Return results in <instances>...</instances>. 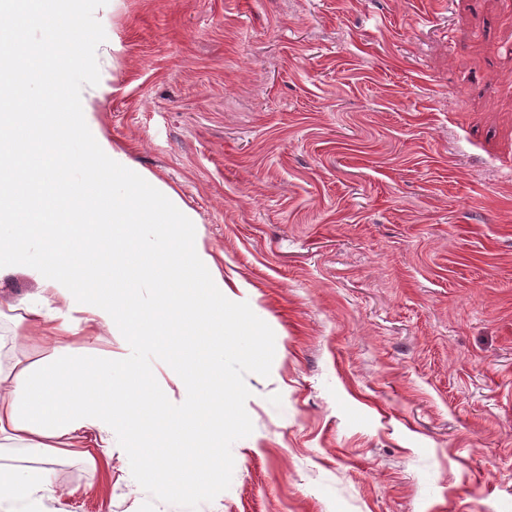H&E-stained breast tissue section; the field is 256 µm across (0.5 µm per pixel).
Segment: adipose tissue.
<instances>
[{
	"label": "adipose tissue",
	"instance_id": "1",
	"mask_svg": "<svg viewBox=\"0 0 512 512\" xmlns=\"http://www.w3.org/2000/svg\"><path fill=\"white\" fill-rule=\"evenodd\" d=\"M0 7L28 19L53 22L57 93L64 121L28 112L0 114L14 158L0 172V281L28 275L45 306L6 302L24 309L37 342L51 344L53 359L34 366L0 363V449L35 448L43 468L18 474L0 467V512H32L52 489L49 463L65 448L112 454V429L121 425L124 449L139 469L167 492L191 497L217 474L223 440L210 409L223 389L219 351H211L210 379L183 375L195 392L178 413L157 403L140 369L114 364L111 356L71 358L79 333L124 336L142 342L156 336H220L223 321L211 311L224 305V283L213 257L191 244L194 218L162 185L136 172L125 152L103 135L86 106L82 68L96 40L78 0H9ZM108 173L96 208L66 174ZM125 271L128 287H104L97 275L103 257ZM153 283L159 293L143 305L135 287Z\"/></svg>",
	"mask_w": 512,
	"mask_h": 512
}]
</instances>
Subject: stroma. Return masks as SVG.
<instances>
[{
  "mask_svg": "<svg viewBox=\"0 0 512 512\" xmlns=\"http://www.w3.org/2000/svg\"><path fill=\"white\" fill-rule=\"evenodd\" d=\"M92 118L224 282L217 475L59 455L40 512H512V0H83ZM0 35L15 66L38 22ZM0 316V360L50 346ZM174 337L78 336L191 399Z\"/></svg>",
  "mask_w": 512,
  "mask_h": 512,
  "instance_id": "35a3bbf8",
  "label": "stroma"
}]
</instances>
